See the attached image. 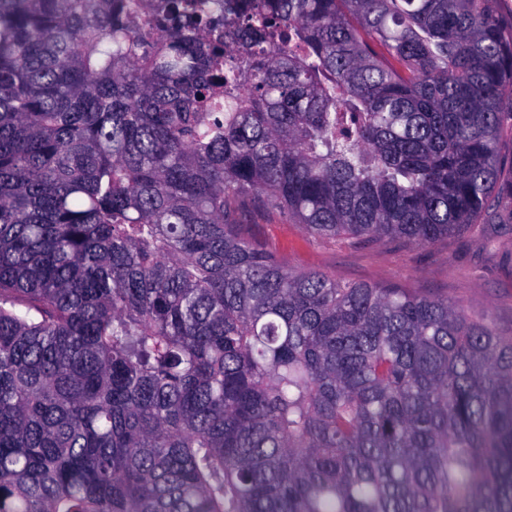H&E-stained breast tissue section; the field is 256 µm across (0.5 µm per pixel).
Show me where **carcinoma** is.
Instances as JSON below:
<instances>
[{"label":"carcinoma","instance_id":"1","mask_svg":"<svg viewBox=\"0 0 512 512\" xmlns=\"http://www.w3.org/2000/svg\"><path fill=\"white\" fill-rule=\"evenodd\" d=\"M0 0V512H512V337L242 227L512 197L496 0Z\"/></svg>","mask_w":512,"mask_h":512}]
</instances>
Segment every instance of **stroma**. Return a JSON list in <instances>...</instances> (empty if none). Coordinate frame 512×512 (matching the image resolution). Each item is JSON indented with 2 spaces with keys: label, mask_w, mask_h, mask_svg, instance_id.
Here are the masks:
<instances>
[{
  "label": "stroma",
  "mask_w": 512,
  "mask_h": 512,
  "mask_svg": "<svg viewBox=\"0 0 512 512\" xmlns=\"http://www.w3.org/2000/svg\"><path fill=\"white\" fill-rule=\"evenodd\" d=\"M245 231L293 270L445 299L466 314L490 316L501 334L512 336V231L497 218L481 216L467 232L422 247L344 236L315 239L275 213L255 217Z\"/></svg>",
  "instance_id": "35a3bbf8"
}]
</instances>
